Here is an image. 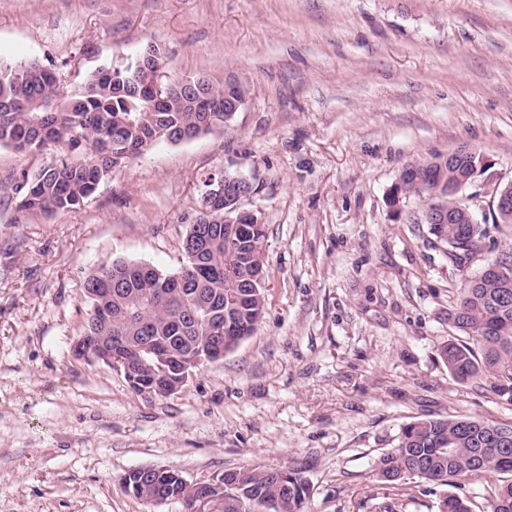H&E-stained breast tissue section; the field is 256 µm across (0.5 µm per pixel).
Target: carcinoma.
<instances>
[{
  "label": "carcinoma",
  "instance_id": "carcinoma-1",
  "mask_svg": "<svg viewBox=\"0 0 512 512\" xmlns=\"http://www.w3.org/2000/svg\"><path fill=\"white\" fill-rule=\"evenodd\" d=\"M153 81L134 64H108L65 92L55 72L38 61L16 65L0 61V147L25 153L52 145L62 149L57 161L1 181L0 193L10 195L17 211L25 215L72 212L112 172V141L125 145L129 161L166 141V136L155 135L159 128L196 138L224 127V113H215L216 123L208 125L207 113L196 111L192 100L177 95L167 98L163 111L147 110L148 99L134 95V89L143 85L151 94ZM408 189L434 200L441 187L430 180L427 163L418 162ZM465 231V224L431 227L432 235L451 250L468 247ZM265 237L264 227L250 224L238 236L221 237L208 253L214 271L179 288L169 287L173 273L145 263L119 259L98 268L83 283L89 312L82 335L91 343L126 336L136 347L138 336L148 328L162 338L190 336L196 347L213 344L216 327L198 312L195 297L201 294L229 307L243 288L245 274L264 270ZM121 271L127 280L124 288L112 293V312L96 314L95 304L106 299L100 290L112 287V277ZM264 291V283L256 284L232 310L246 337L264 317ZM448 320L459 332L437 350L448 372L460 382L485 381L495 395L512 402V273L486 272L475 288L464 281ZM281 470L287 476L284 481L273 479L263 468H250L241 486L224 474V497L213 503L211 512H306L311 486L305 470L297 466ZM374 475L392 490L383 512H400L417 480L453 488L439 499L437 512H512V440L497 442L490 424L480 419L426 417L403 426L394 446L375 461ZM486 475L499 480L480 509L457 490L462 480ZM190 493L186 484L163 476L135 497Z\"/></svg>",
  "mask_w": 512,
  "mask_h": 512
}]
</instances>
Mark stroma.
<instances>
[{
	"label": "stroma",
	"mask_w": 512,
	"mask_h": 512,
	"mask_svg": "<svg viewBox=\"0 0 512 512\" xmlns=\"http://www.w3.org/2000/svg\"><path fill=\"white\" fill-rule=\"evenodd\" d=\"M167 72L231 80L224 129L159 143L113 169L75 212L17 213L0 197V512H182L127 493L131 469L190 482L300 466L308 512H379L373 474L424 416L512 422V404L437 356L448 311L512 232V0H0V59H36L63 88L147 43ZM466 145L490 168L463 192L485 235L450 263L425 201L389 196L401 168ZM255 185L262 322L169 396L73 356L83 282L125 259L173 272L210 175ZM509 214L512 215V182L497 190L495 197V224H503L506 227L512 228V217H502Z\"/></svg>",
	"instance_id": "stroma-1"
}]
</instances>
